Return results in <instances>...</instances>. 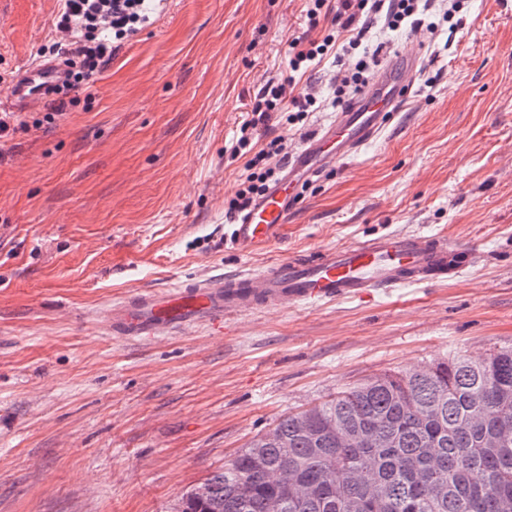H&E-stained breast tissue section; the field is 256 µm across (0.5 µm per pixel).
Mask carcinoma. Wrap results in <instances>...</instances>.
<instances>
[{
	"instance_id": "cac0c4a2",
	"label": "carcinoma",
	"mask_w": 512,
	"mask_h": 512,
	"mask_svg": "<svg viewBox=\"0 0 512 512\" xmlns=\"http://www.w3.org/2000/svg\"><path fill=\"white\" fill-rule=\"evenodd\" d=\"M201 487L178 512H503L512 348L349 386L258 433Z\"/></svg>"
}]
</instances>
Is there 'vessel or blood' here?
Segmentation results:
<instances>
[{"label": "vessel or blood", "instance_id": "vessel-or-blood-1", "mask_svg": "<svg viewBox=\"0 0 512 512\" xmlns=\"http://www.w3.org/2000/svg\"><path fill=\"white\" fill-rule=\"evenodd\" d=\"M417 66V58L410 55L403 64L384 65L348 108L304 141L285 163L281 180L232 225V247L247 253L279 241L299 186L378 136L412 93ZM58 76L55 65L31 60L12 87L10 109L42 104ZM467 253V248L442 237L386 233L307 257H289L257 275L239 273L161 291L141 289L106 309L102 322L109 334L134 341L197 323L208 324L220 336L234 316L291 305L313 308L366 298L381 288L441 280Z\"/></svg>", "mask_w": 512, "mask_h": 512}]
</instances>
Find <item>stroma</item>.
<instances>
[{"label":"stroma","mask_w":512,"mask_h":512,"mask_svg":"<svg viewBox=\"0 0 512 512\" xmlns=\"http://www.w3.org/2000/svg\"><path fill=\"white\" fill-rule=\"evenodd\" d=\"M305 0H165L92 99L0 157V512H175L281 417L385 372L512 346V0L453 23L370 20L369 59L417 53L414 92L369 146L303 190L274 245L224 241L244 159L227 149L267 80L288 78ZM58 0H0V101L56 35ZM333 58L298 77L337 108ZM474 246L446 280L232 317L150 341L101 312L141 288L258 272L390 233Z\"/></svg>","instance_id":"stroma-1"}]
</instances>
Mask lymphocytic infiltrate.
Here are the masks:
<instances>
[{
  "label": "lymphocytic infiltrate",
  "mask_w": 512,
  "mask_h": 512,
  "mask_svg": "<svg viewBox=\"0 0 512 512\" xmlns=\"http://www.w3.org/2000/svg\"><path fill=\"white\" fill-rule=\"evenodd\" d=\"M146 0H60L53 20L56 40L49 50L62 72L51 87L52 99L42 120L26 123L13 112L0 113V140L28 128H41L62 117L75 101L76 93L94 87L103 65L119 47L150 20ZM422 0H308V30L289 43L288 66L293 72H306L328 54L349 56L353 62L338 68L336 101L344 103L368 85L369 61L357 53L367 30L368 20L384 16L396 29L408 28L421 9ZM320 106L314 93L297 90L294 80L267 81L257 101L240 126L239 136L230 148L233 157L244 159L245 172L233 194L225 198L224 209L236 218L249 210L254 201L280 175L277 162L287 154L284 137L271 130L282 123L299 124Z\"/></svg>",
  "instance_id": "f902f5d3"
}]
</instances>
